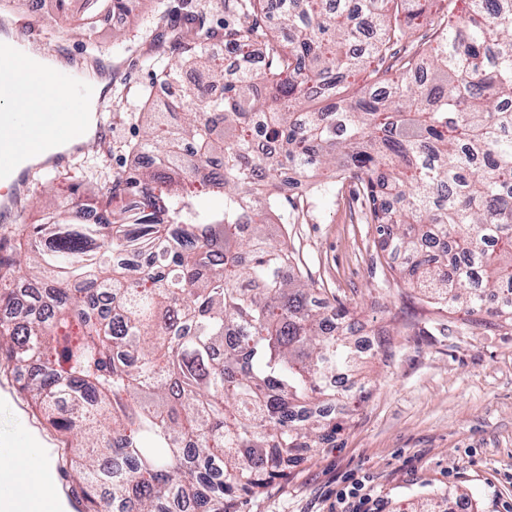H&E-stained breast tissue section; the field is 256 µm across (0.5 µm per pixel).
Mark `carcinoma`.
Instances as JSON below:
<instances>
[{"mask_svg":"<svg viewBox=\"0 0 512 512\" xmlns=\"http://www.w3.org/2000/svg\"><path fill=\"white\" fill-rule=\"evenodd\" d=\"M84 25L130 0H85ZM188 15L170 124L152 90L103 220L71 187L47 211L17 209L0 240V349L19 391L55 430L84 438L57 466L85 512H238L304 460L334 448L348 415L336 375L363 355L348 308L296 266L280 199L296 181L349 184L384 261L448 310L512 322V0H225ZM212 41L265 57L224 71ZM137 204L112 215V198ZM221 200L217 209L201 199Z\"/></svg>","mask_w":512,"mask_h":512,"instance_id":"1","label":"carcinoma"}]
</instances>
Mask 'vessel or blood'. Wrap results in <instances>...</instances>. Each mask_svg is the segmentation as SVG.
I'll list each match as a JSON object with an SVG mask.
<instances>
[{
    "mask_svg": "<svg viewBox=\"0 0 512 512\" xmlns=\"http://www.w3.org/2000/svg\"><path fill=\"white\" fill-rule=\"evenodd\" d=\"M44 21L31 20L15 27L12 42L0 48V183L8 188L0 192V199H12L25 191L27 186V168L18 167L16 157L10 151L8 143L2 140L5 132L23 129L32 130L36 140L59 142L60 150L50 152L45 157L46 165L57 171L67 169L73 157L83 152L89 143L103 144L110 136V124L98 123L93 139H86L79 115L75 108L81 99L84 86L76 74L68 69L57 70L54 79L45 85L41 93L48 101L45 111L29 113L16 106L17 89L7 80L23 49L39 45ZM23 439L0 443V457L4 465L0 466V512H61L60 501L54 496L17 497L14 492L16 466L10 460L16 455L17 448L23 447Z\"/></svg>",
    "mask_w": 512,
    "mask_h": 512,
    "instance_id": "obj_1",
    "label": "vessel or blood"
}]
</instances>
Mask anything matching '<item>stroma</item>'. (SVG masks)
I'll use <instances>...</instances> for the list:
<instances>
[{
    "label": "stroma",
    "instance_id": "35a3bbf8",
    "mask_svg": "<svg viewBox=\"0 0 512 512\" xmlns=\"http://www.w3.org/2000/svg\"><path fill=\"white\" fill-rule=\"evenodd\" d=\"M224 23V0H145L126 26L98 25L92 37L112 59V136L89 147L109 175L137 165L126 150L142 133L138 97L155 72L146 59L177 60L172 31L186 12ZM288 248L329 298L378 332L363 368L368 393L336 447L308 452L287 479L241 500L238 512H512V325L447 312L376 260L380 239L361 223L348 188L308 195ZM0 374V436L37 422Z\"/></svg>",
    "mask_w": 512,
    "mask_h": 512
}]
</instances>
